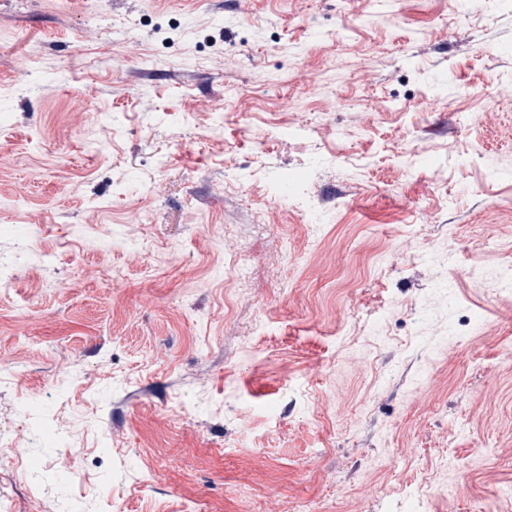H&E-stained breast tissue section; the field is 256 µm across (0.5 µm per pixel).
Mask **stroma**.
<instances>
[{
	"mask_svg": "<svg viewBox=\"0 0 512 512\" xmlns=\"http://www.w3.org/2000/svg\"><path fill=\"white\" fill-rule=\"evenodd\" d=\"M510 83L512 0H0V496L512 512Z\"/></svg>",
	"mask_w": 512,
	"mask_h": 512,
	"instance_id": "obj_1",
	"label": "stroma"
}]
</instances>
